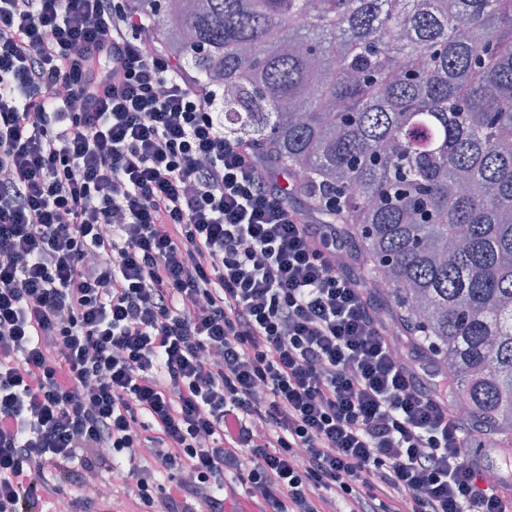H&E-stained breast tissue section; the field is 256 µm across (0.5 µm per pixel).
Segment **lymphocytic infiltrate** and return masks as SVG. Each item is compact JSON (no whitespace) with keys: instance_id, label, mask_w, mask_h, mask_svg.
Wrapping results in <instances>:
<instances>
[{"instance_id":"lymphocytic-infiltrate-1","label":"lymphocytic infiltrate","mask_w":512,"mask_h":512,"mask_svg":"<svg viewBox=\"0 0 512 512\" xmlns=\"http://www.w3.org/2000/svg\"><path fill=\"white\" fill-rule=\"evenodd\" d=\"M222 100L135 0H0V512H512Z\"/></svg>"}]
</instances>
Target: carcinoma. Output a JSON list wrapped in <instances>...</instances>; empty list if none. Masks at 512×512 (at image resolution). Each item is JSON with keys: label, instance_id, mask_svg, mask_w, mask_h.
Returning <instances> with one entry per match:
<instances>
[{"label": "carcinoma", "instance_id": "obj_1", "mask_svg": "<svg viewBox=\"0 0 512 512\" xmlns=\"http://www.w3.org/2000/svg\"><path fill=\"white\" fill-rule=\"evenodd\" d=\"M512 450V0H137Z\"/></svg>", "mask_w": 512, "mask_h": 512}]
</instances>
